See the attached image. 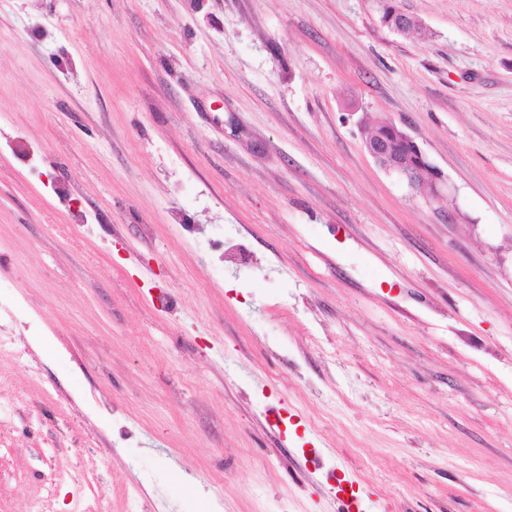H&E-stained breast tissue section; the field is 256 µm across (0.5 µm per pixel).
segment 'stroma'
I'll return each mask as SVG.
<instances>
[{"instance_id":"stroma-1","label":"stroma","mask_w":512,"mask_h":512,"mask_svg":"<svg viewBox=\"0 0 512 512\" xmlns=\"http://www.w3.org/2000/svg\"><path fill=\"white\" fill-rule=\"evenodd\" d=\"M0 284V512H512V0H0ZM407 145L404 151L400 145ZM368 154L381 167L403 176L411 185L436 187L443 181L441 172L432 166L416 141L393 122H385L364 139Z\"/></svg>"}]
</instances>
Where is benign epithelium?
Wrapping results in <instances>:
<instances>
[{
	"instance_id": "7a95c632",
	"label": "benign epithelium",
	"mask_w": 512,
	"mask_h": 512,
	"mask_svg": "<svg viewBox=\"0 0 512 512\" xmlns=\"http://www.w3.org/2000/svg\"><path fill=\"white\" fill-rule=\"evenodd\" d=\"M364 147L381 167L400 174L412 185L433 188L443 181L441 172L429 163L416 141L393 122L369 134Z\"/></svg>"
}]
</instances>
